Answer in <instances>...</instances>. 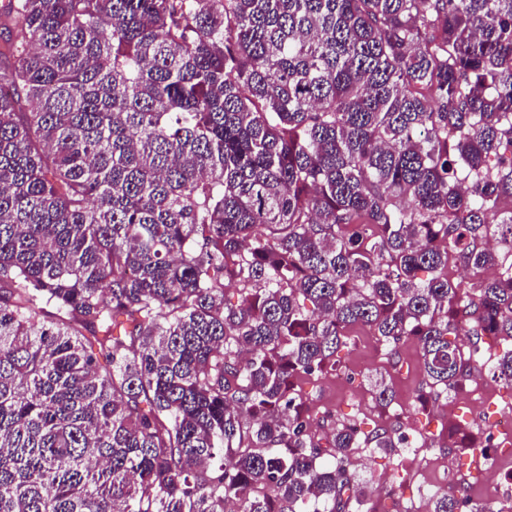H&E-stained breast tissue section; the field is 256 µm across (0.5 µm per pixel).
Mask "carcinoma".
<instances>
[{
	"mask_svg": "<svg viewBox=\"0 0 512 512\" xmlns=\"http://www.w3.org/2000/svg\"><path fill=\"white\" fill-rule=\"evenodd\" d=\"M0 29V512H372L354 450L406 435L321 441L296 390L356 325L432 389L512 386V345L448 340L512 342V0H9Z\"/></svg>",
	"mask_w": 512,
	"mask_h": 512,
	"instance_id": "obj_1",
	"label": "carcinoma"
}]
</instances>
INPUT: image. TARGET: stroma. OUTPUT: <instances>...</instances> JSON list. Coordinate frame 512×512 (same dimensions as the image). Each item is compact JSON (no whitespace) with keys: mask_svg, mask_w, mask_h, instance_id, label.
Segmentation results:
<instances>
[{"mask_svg":"<svg viewBox=\"0 0 512 512\" xmlns=\"http://www.w3.org/2000/svg\"><path fill=\"white\" fill-rule=\"evenodd\" d=\"M339 357L335 373L297 381L298 392L317 418L357 423L365 433L398 423L411 442L431 443L427 452L413 459L404 448L389 454L375 448L358 449L354 457L358 479H386L384 490L370 497L373 512H420L429 496L431 460L435 457L448 461L472 501H489L497 508L512 505V499L507 497L489 498L483 472L472 466V449L448 445L449 440L458 442L464 436L483 439L490 419L512 412V387L495 383L488 410L482 415L472 410L479 403L481 392L474 383H466L453 395L457 398L456 409L448 416L440 413L437 406L447 402L450 395L427 387L414 340L389 346L368 327H358L352 330ZM378 377L384 378L394 392V401L386 409L378 406L375 399L372 381Z\"/></svg>","mask_w":512,"mask_h":512,"instance_id":"35a3bbf8","label":"stroma"}]
</instances>
